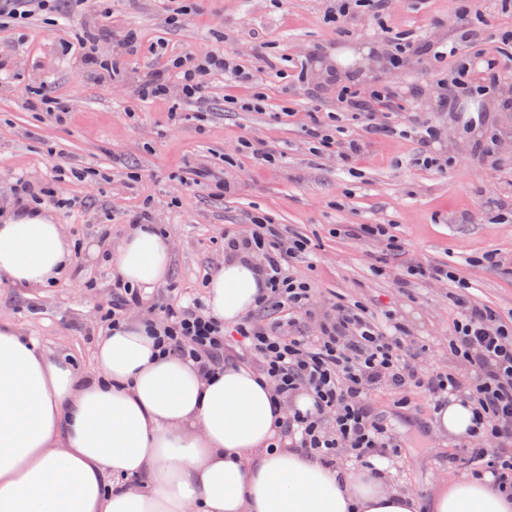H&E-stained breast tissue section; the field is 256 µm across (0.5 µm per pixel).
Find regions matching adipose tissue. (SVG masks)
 Wrapping results in <instances>:
<instances>
[{
    "label": "adipose tissue",
    "instance_id": "ef3b65f1",
    "mask_svg": "<svg viewBox=\"0 0 512 512\" xmlns=\"http://www.w3.org/2000/svg\"><path fill=\"white\" fill-rule=\"evenodd\" d=\"M71 258L62 225L44 213L0 216V274L40 288ZM136 288L164 283L167 235L139 224L112 256ZM263 279L244 256L225 260L204 286L216 321L239 322ZM80 377L71 359L0 322V512H419L409 494L370 471L342 474L294 449H270V384L228 366L203 378L162 356L148 325L127 321ZM432 512H512L491 476L450 482Z\"/></svg>",
    "mask_w": 512,
    "mask_h": 512
}]
</instances>
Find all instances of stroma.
<instances>
[{"label": "stroma", "mask_w": 512, "mask_h": 512, "mask_svg": "<svg viewBox=\"0 0 512 512\" xmlns=\"http://www.w3.org/2000/svg\"><path fill=\"white\" fill-rule=\"evenodd\" d=\"M109 6L113 35L96 52L111 55L114 36L127 30L137 32L138 50L102 82L74 52L92 24L84 7L53 26L39 17L22 31L0 30V211H21L13 194L17 179L48 188L53 197L41 209L63 225L74 247L68 273L50 287L26 288L0 275L1 322L35 337L48 352L69 356L79 375L94 373L115 279L111 261L97 249L100 232L109 227L112 244H119L144 213L168 233L173 263L168 280L146 294L143 306L127 310L130 321L158 322L160 305L203 298L204 278L224 263L225 232L249 233L258 213L283 237L311 243L290 263L291 273L313 288L307 331H315L316 315L335 301L361 302L376 315L392 309L424 345L417 363L422 373L457 369L448 354L457 316L453 283L407 276L409 268L436 264L453 266L470 281L477 303L512 313V220L497 218L512 206V153L501 147L512 140V111L500 110L501 91L440 108L455 57L432 64L411 54L404 67L381 65L355 85L363 94L378 85L392 88L393 107L354 115L337 99L343 78L323 69L336 51L344 71L356 66L362 49L387 56L389 28L414 40L451 41L462 10L481 11L489 21L467 54L497 50L512 58L500 40L512 30V0H389L384 19L362 13L335 26L325 20L327 0H194L179 28L166 24L162 0H110ZM214 51L251 70L253 80L208 77L204 117L185 111L175 96L132 97L136 77L166 56ZM43 83L68 99L65 123L26 105L27 89ZM258 92L261 109L225 111V97L247 102ZM473 112L484 114L483 125H470ZM374 121L400 132L369 134ZM418 121L436 126L437 139L422 141L413 131ZM315 124L335 142L362 141L354 169L338 167L331 150L314 149L307 130ZM255 147L274 154L275 163H259ZM426 153L437 167L421 165ZM58 155L91 170V177L78 181L56 172ZM132 171L138 179H129ZM358 224L388 225L404 252L390 254L382 239L357 236ZM486 252L497 255L495 269L469 265V257ZM402 278L407 287H399ZM369 404L390 423L399 448L384 464L387 485L427 503L465 477L452 459L467 442L435 428L433 403L423 392L382 385Z\"/></svg>", "instance_id": "35a3bbf8"}]
</instances>
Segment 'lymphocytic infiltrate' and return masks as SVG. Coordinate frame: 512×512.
Listing matches in <instances>:
<instances>
[{"label":"lymphocytic infiltrate","mask_w":512,"mask_h":512,"mask_svg":"<svg viewBox=\"0 0 512 512\" xmlns=\"http://www.w3.org/2000/svg\"><path fill=\"white\" fill-rule=\"evenodd\" d=\"M66 0H0V28L23 27L35 13L59 12ZM97 26L81 43V61L94 80L120 72L126 57L137 49L138 37L121 35L120 50L104 58L94 52L100 37L112 33V12L107 0H79ZM483 29L467 12L457 15L455 38L445 43L417 41L416 50L439 63L458 57L448 76V91L440 100L448 106L464 96H481L505 77L502 67L487 60L481 75H474L460 49L481 39ZM221 72L231 81L249 82L251 73L231 66L227 56L211 54L204 60L189 55L169 57L163 65L138 76L133 93L140 100L168 98L178 92L192 112L208 109L204 88L208 76ZM226 252L258 258L266 288L260 307L281 312L278 321L263 324L244 317L226 329L198 303L164 306L161 345L164 353L193 362L207 376L227 364L255 370L273 386L276 399V448H295L330 466L341 460L375 469L395 453L393 431L373 415L368 394L384 384L401 390L417 388L442 407L458 400L474 410L473 437L489 440L486 448H463L457 459L472 474H491L499 487L512 490V317L469 298L472 285L458 279L446 265L419 266L412 276L436 282H454V304L459 310L448 338V352L463 365V372L439 371L430 375L416 366L421 346L393 311L382 317L369 314L361 304H333L318 321L316 334L307 336L296 322L308 314L310 284L289 272L292 259L309 249L306 239H283L267 217L258 216L249 234L224 235ZM305 392L312 399L309 411L297 410L292 398Z\"/></svg>","instance_id":"obj_1"}]
</instances>
